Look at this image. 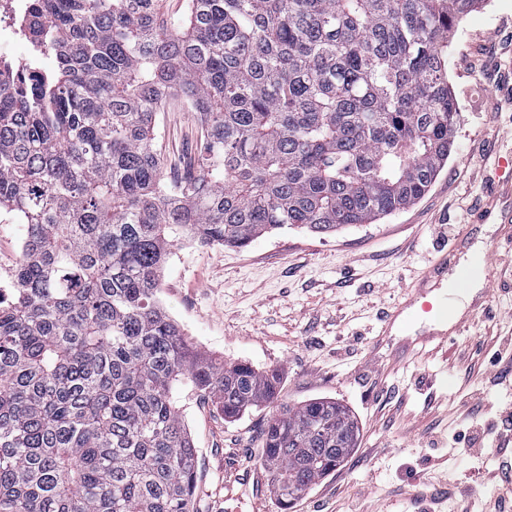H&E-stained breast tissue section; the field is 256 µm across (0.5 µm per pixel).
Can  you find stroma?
Wrapping results in <instances>:
<instances>
[{
    "instance_id": "stroma-1",
    "label": "stroma",
    "mask_w": 512,
    "mask_h": 512,
    "mask_svg": "<svg viewBox=\"0 0 512 512\" xmlns=\"http://www.w3.org/2000/svg\"><path fill=\"white\" fill-rule=\"evenodd\" d=\"M448 83L462 114L456 149L415 204L375 223L329 234L284 229L247 248H200L175 242L160 300L204 353L278 370L279 400L330 397L359 426L357 446L313 485L291 512H421L414 487H472L491 493L484 476L498 466L495 442L482 452L454 441L453 412L466 394L481 409L512 411V383H492L488 359L499 338L512 337V244L495 217L476 208L496 177L499 156L512 152V0H480L448 46ZM196 116L172 101L157 117V139L169 176L183 174L199 144ZM490 252L489 302L448 344L404 361L393 358L432 321L412 297L439 248L467 263L472 245ZM403 311L392 326L385 313ZM472 360L463 364L460 351ZM198 450L196 512H279L261 467L262 432L273 409H250L234 421L187 389L177 393Z\"/></svg>"
}]
</instances>
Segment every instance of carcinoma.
Listing matches in <instances>:
<instances>
[{"label": "carcinoma", "mask_w": 512, "mask_h": 512, "mask_svg": "<svg viewBox=\"0 0 512 512\" xmlns=\"http://www.w3.org/2000/svg\"><path fill=\"white\" fill-rule=\"evenodd\" d=\"M35 0L47 72L0 71V209L26 225L0 297V512H194L181 386L224 417L280 375L203 355L158 293L174 242L371 224L420 200L462 115L445 48L478 0ZM197 113L196 161L164 177L155 116ZM358 427L283 405L262 461L280 512L334 474Z\"/></svg>", "instance_id": "1"}]
</instances>
